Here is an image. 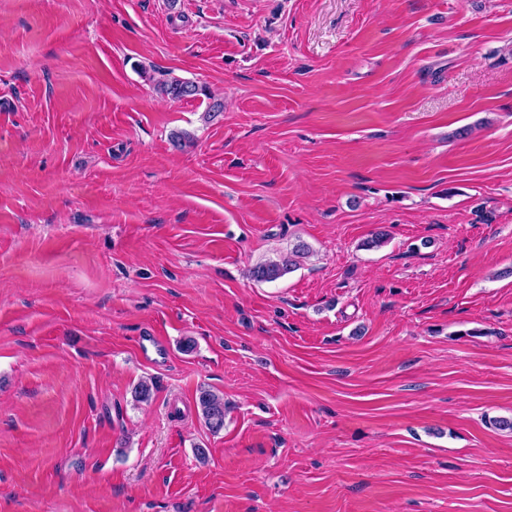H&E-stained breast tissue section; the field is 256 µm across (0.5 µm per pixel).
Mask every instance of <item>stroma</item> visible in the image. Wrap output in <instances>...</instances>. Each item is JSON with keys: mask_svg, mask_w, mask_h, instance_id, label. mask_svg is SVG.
Here are the masks:
<instances>
[{"mask_svg": "<svg viewBox=\"0 0 512 512\" xmlns=\"http://www.w3.org/2000/svg\"><path fill=\"white\" fill-rule=\"evenodd\" d=\"M499 417L512 0H0V512H512ZM155 87L161 95L172 100H183L200 95L207 96L209 99H213V103L209 106L207 112H213V114H215L223 111V104L221 101L209 96L205 86H199L193 81H184L173 78L171 80L158 81ZM293 264V260L290 259V257L269 260L255 266L252 269L251 274L257 281L273 282L291 272ZM138 348L141 356L147 362L155 364L162 355H168V347L160 336L146 333L140 336ZM197 410L204 424L214 433L224 428V398L208 389H201L197 399ZM216 415L219 418H216Z\"/></svg>", "mask_w": 512, "mask_h": 512, "instance_id": "35a3bbf8", "label": "stroma"}]
</instances>
